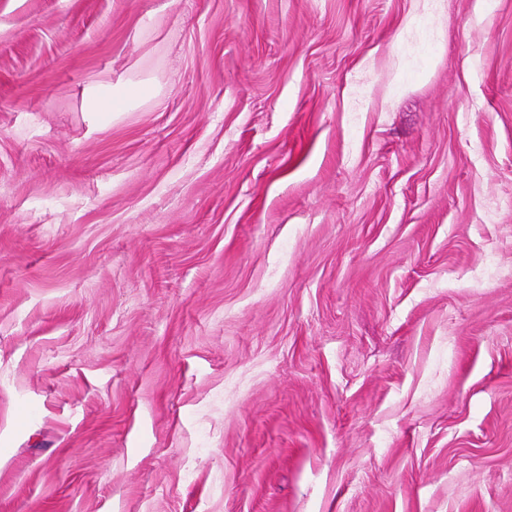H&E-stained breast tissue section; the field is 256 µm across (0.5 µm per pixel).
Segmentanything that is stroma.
Here are the masks:
<instances>
[{
	"mask_svg": "<svg viewBox=\"0 0 512 512\" xmlns=\"http://www.w3.org/2000/svg\"><path fill=\"white\" fill-rule=\"evenodd\" d=\"M0 512H512V0H0Z\"/></svg>",
	"mask_w": 512,
	"mask_h": 512,
	"instance_id": "1",
	"label": "stroma"
}]
</instances>
